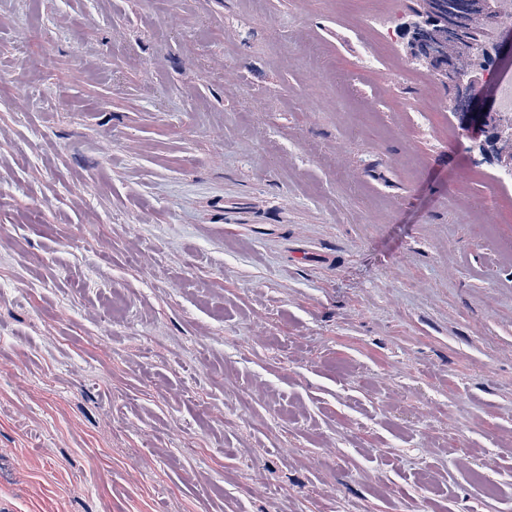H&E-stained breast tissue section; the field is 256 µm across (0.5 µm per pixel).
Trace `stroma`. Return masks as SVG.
<instances>
[{
	"instance_id": "35a3bbf8",
	"label": "stroma",
	"mask_w": 512,
	"mask_h": 512,
	"mask_svg": "<svg viewBox=\"0 0 512 512\" xmlns=\"http://www.w3.org/2000/svg\"><path fill=\"white\" fill-rule=\"evenodd\" d=\"M418 0H0V512H512V181Z\"/></svg>"
}]
</instances>
